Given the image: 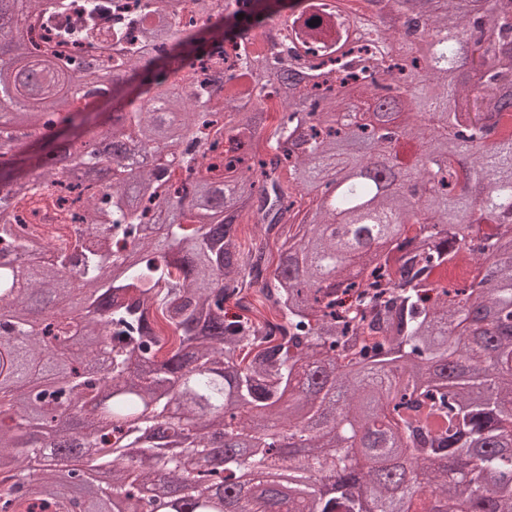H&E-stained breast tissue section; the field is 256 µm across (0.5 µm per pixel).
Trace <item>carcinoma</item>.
Masks as SVG:
<instances>
[{"label":"carcinoma","instance_id":"obj_1","mask_svg":"<svg viewBox=\"0 0 512 512\" xmlns=\"http://www.w3.org/2000/svg\"><path fill=\"white\" fill-rule=\"evenodd\" d=\"M56 45L98 43L121 69L112 119L86 125L90 104L55 120L67 72L81 53L60 54L0 25V113L26 118V143L0 127V193L23 201L30 173L61 209L68 248L43 264L18 263L0 286L11 323L0 332V468L37 478L34 497L0 481V508L77 512L58 490L67 459L36 439L52 435L90 448L56 423L54 407L79 404L84 429L112 443L97 464L106 482L88 491L86 512L141 488L150 512H226L233 476L259 488L232 512H438L432 498H455L462 512H512V0H387L401 18L385 55L367 41L356 51L341 0H224V14L180 33L191 0H143L124 20L112 0H32ZM318 24H311L313 20ZM150 23L144 40L129 27ZM288 26L312 74L286 88L272 60L276 43L251 32ZM416 22L450 37L452 67L432 70L400 28ZM227 40L242 48L224 69L223 100L210 89L215 64L193 91L169 82L174 69ZM31 65L41 86L22 80ZM283 101L267 124L266 99ZM141 112L123 111L130 98ZM353 110L344 126L337 114ZM69 127L68 167L92 168L82 141L111 126L112 141L158 145L156 170L112 156V190L43 167L35 146L46 130ZM241 154L217 163L223 144ZM288 170L285 193L278 170ZM84 202L82 222L69 195ZM311 222H294L303 204ZM38 210L0 223V261L25 248ZM249 215L264 233L245 252L239 226ZM147 224H162L157 237ZM280 240L270 266L267 246ZM76 270L80 288L61 274ZM256 291L276 312L279 338L264 322L225 304ZM157 316L169 334L151 327ZM44 373V385L29 379ZM343 405L322 433L329 393ZM222 411L227 458L222 477L201 475L217 451L211 415ZM372 466L358 476L345 449L358 434ZM337 475L334 490L319 478Z\"/></svg>","mask_w":512,"mask_h":512}]
</instances>
